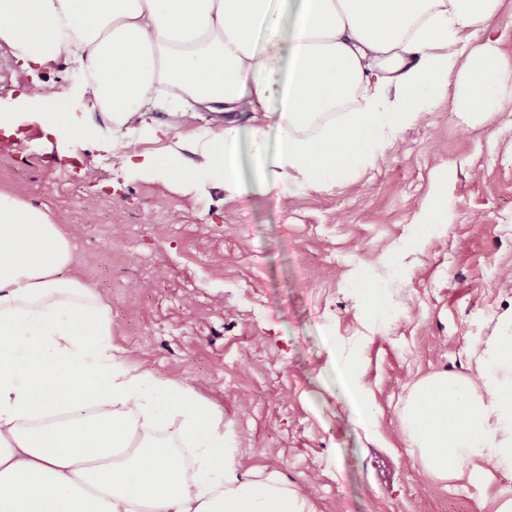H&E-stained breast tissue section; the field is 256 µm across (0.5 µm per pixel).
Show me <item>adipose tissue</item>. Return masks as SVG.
<instances>
[{
    "mask_svg": "<svg viewBox=\"0 0 512 512\" xmlns=\"http://www.w3.org/2000/svg\"><path fill=\"white\" fill-rule=\"evenodd\" d=\"M500 6L0 0V42L28 71L61 58L82 70L92 110L39 113L50 135L117 154L130 172H173L187 191L209 174L231 197L259 188L284 205L300 190L350 184L448 88L463 111H488L512 83V57L490 27ZM479 32L484 42L472 45ZM246 100L264 110L269 128L242 122ZM161 107L162 121L154 115ZM205 110L220 123L198 126ZM129 124L132 135L112 137ZM149 141L164 147L144 150ZM245 147L250 181L239 173ZM186 153L189 166L178 167ZM71 261L47 209L0 191V512H310L275 475L241 471L239 435L177 382L113 353L96 293L62 274ZM470 358L474 373L420 378L401 410L411 454L436 481L512 474V313L497 318ZM162 419L176 423L194 461L149 437Z\"/></svg>",
    "mask_w": 512,
    "mask_h": 512,
    "instance_id": "1",
    "label": "adipose tissue"
}]
</instances>
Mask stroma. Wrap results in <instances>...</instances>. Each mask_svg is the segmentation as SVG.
Wrapping results in <instances>:
<instances>
[{"label": "stroma", "instance_id": "1", "mask_svg": "<svg viewBox=\"0 0 512 512\" xmlns=\"http://www.w3.org/2000/svg\"><path fill=\"white\" fill-rule=\"evenodd\" d=\"M41 82L81 113L82 77L58 61ZM31 83L0 44V188L47 206L69 235L72 268L112 319L127 367L149 364L242 433L241 470L277 472L312 512H485L512 477L433 481L410 453L399 413L410 386L467 372L469 347L512 310V92L488 116L443 97L355 184L240 200L202 178L123 172L103 151L46 134L21 99ZM442 224L413 235L422 208ZM378 287L386 308L365 302ZM366 372L370 425L355 415L337 355Z\"/></svg>", "mask_w": 512, "mask_h": 512}]
</instances>
